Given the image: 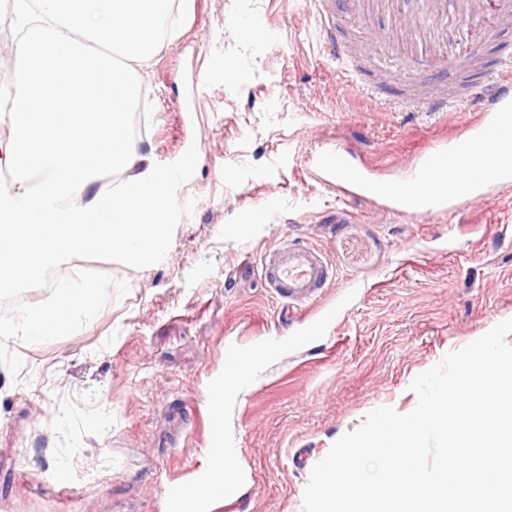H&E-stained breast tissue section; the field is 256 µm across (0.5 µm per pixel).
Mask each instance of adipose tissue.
<instances>
[{
	"mask_svg": "<svg viewBox=\"0 0 512 512\" xmlns=\"http://www.w3.org/2000/svg\"><path fill=\"white\" fill-rule=\"evenodd\" d=\"M174 0H16L25 34L15 43V87L0 110L12 137L0 162L14 172L16 196L0 197V288L37 286L45 272L93 252L119 251L130 266L169 247L168 198L129 129L139 92L132 73L165 40ZM119 172V189L100 182ZM101 288L62 277L50 302L27 313L24 336L36 343L79 318L92 319ZM282 346L224 354L212 425L226 428L223 402L249 390Z\"/></svg>",
	"mask_w": 512,
	"mask_h": 512,
	"instance_id": "ef3b65f1",
	"label": "adipose tissue"
}]
</instances>
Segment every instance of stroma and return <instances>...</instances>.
Listing matches in <instances>:
<instances>
[{
    "label": "stroma",
    "mask_w": 512,
    "mask_h": 512,
    "mask_svg": "<svg viewBox=\"0 0 512 512\" xmlns=\"http://www.w3.org/2000/svg\"><path fill=\"white\" fill-rule=\"evenodd\" d=\"M173 17L142 69L136 137L158 170L180 173L168 251L137 267L115 253L72 259L69 275L104 290L97 311L39 343L16 325L51 289L0 294L5 512H168L170 490L204 462L225 348L281 339L287 351L225 405L243 481L219 512H302L311 470L340 436L376 408L411 412L416 375L512 319V187L431 222L340 198L307 162L337 145L395 175L474 113L394 111L366 94L403 95L386 72L346 82L313 0H175ZM19 35L14 0H0V99ZM227 62L246 82L224 78ZM261 207L264 223L237 235ZM289 243L331 269L304 312L262 275Z\"/></svg>",
    "instance_id": "35a3bbf8"
}]
</instances>
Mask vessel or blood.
<instances>
[{
	"label": "vessel or blood",
	"instance_id": "obj_1",
	"mask_svg": "<svg viewBox=\"0 0 512 512\" xmlns=\"http://www.w3.org/2000/svg\"><path fill=\"white\" fill-rule=\"evenodd\" d=\"M331 3L318 0L320 32L342 72L353 81L362 73L363 64L352 52ZM357 10L362 22L376 32L385 54L405 60L414 71L445 67L460 76L455 87L443 83L428 94L412 96V103L421 111L447 112L469 103L479 114L478 120L466 124L465 136L435 140L414 167L411 179L421 189L418 214L440 217L457 210L459 200L448 195L444 182L464 158L472 138L477 141L481 164L491 176L470 175L468 199L480 197L492 184L511 186L512 165L503 161L502 152L512 144V51L503 52L497 69L482 74L472 72V54L460 49L484 17L486 0H357ZM339 161L338 151L330 149L310 156L319 179L336 186L346 198L371 202L395 216L407 214L402 195L393 185L374 179L373 167H354L350 178L342 179L336 174ZM262 274L280 299L306 305L325 286L328 263L315 249L287 245Z\"/></svg>",
	"mask_w": 512,
	"mask_h": 512
}]
</instances>
